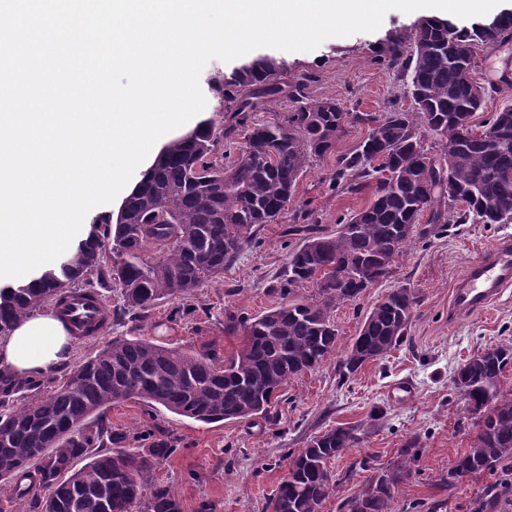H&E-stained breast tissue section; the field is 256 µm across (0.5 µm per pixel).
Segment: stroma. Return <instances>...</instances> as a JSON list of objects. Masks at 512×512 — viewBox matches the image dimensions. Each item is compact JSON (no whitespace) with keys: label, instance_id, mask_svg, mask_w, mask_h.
<instances>
[{"label":"stroma","instance_id":"obj_1","mask_svg":"<svg viewBox=\"0 0 512 512\" xmlns=\"http://www.w3.org/2000/svg\"><path fill=\"white\" fill-rule=\"evenodd\" d=\"M427 15L424 9L408 14L392 10L374 32L332 37L309 52H277L282 78L303 84L309 98L334 99L348 112H377L389 102L412 109L402 82L376 63L371 47L388 33L410 34ZM477 62L484 82L495 87L473 117L478 126L490 112L512 103V43L479 48ZM335 164L330 155L307 169L277 222L257 227L252 246L223 276L194 292L190 314L177 313V301L159 300L143 318L113 321L103 334L75 340L74 360L94 355L115 337L206 348L230 357L242 335L225 330L227 315L248 318L281 301L276 287L289 254L302 243L300 236L289 234V227L307 219L331 234L340 220L369 204L371 188L357 194L330 190L328 177ZM506 236L512 237V223L452 224L446 232L411 243L396 258L387 282L332 311L341 349L317 369L292 378L269 418L203 424L133 399L113 404L106 417L113 428L151 430L171 439L175 451L157 464L154 477L174 491L184 512H197L202 502L210 503L213 512H271L269 503L288 470L290 453L339 424L356 427L361 442L332 461L337 485L321 512H342V503L377 471L392 466L410 443L416 461L400 487L394 512H472L477 495L497 477L472 475L453 489L441 481L474 430L464 417L453 376L469 356L512 340V288L489 311L462 317L450 312L451 292L471 262ZM398 286L411 288L418 298L406 342L355 375L342 377L344 346L357 336L370 308ZM403 381L411 384L412 393L400 398L394 388Z\"/></svg>","mask_w":512,"mask_h":512}]
</instances>
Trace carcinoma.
I'll use <instances>...</instances> for the list:
<instances>
[{
	"mask_svg": "<svg viewBox=\"0 0 512 512\" xmlns=\"http://www.w3.org/2000/svg\"><path fill=\"white\" fill-rule=\"evenodd\" d=\"M511 41L508 9L469 26L434 17L408 36L389 34L374 53L405 81L410 111L346 112L333 99L309 101L303 85L280 81L279 64L266 55L211 78L225 121L206 120L166 145L117 217L96 218L67 259L26 284L0 288V336L86 289L116 286L123 310L134 313L161 299L189 298L237 260L255 227L277 221L311 162L326 155H336L330 188L357 192L371 179L373 201L332 234L309 224L289 228L303 243L291 252L277 288L287 302L248 319L243 343L225 360L210 350L115 338L75 363L49 395L37 381L0 371V491L29 502L30 512H183L176 495L152 479L155 464L173 453L171 441L92 421L129 399L206 424L267 418L288 380L336 351L330 310L388 280L396 257L427 236L416 231L424 210L440 233L449 224L511 223L512 105L483 123L495 128V138L472 136L470 120L483 103L465 79L476 71V49ZM284 99L288 111L278 121H252V112ZM349 122L369 132L355 149L338 154ZM243 128L241 154L226 166L216 147ZM425 131L440 137L439 150L425 147ZM450 143L451 160L443 154ZM302 288L314 289L315 298L296 299ZM416 304L404 286L382 296L345 351L341 373L353 375L400 347ZM511 365V342L462 364L463 413L477 430L443 478L448 487L461 473L512 470V389L499 387ZM22 392L21 405L9 406ZM359 440L354 428L340 425L300 449L270 503L273 512H321L336 485L330 461ZM132 441L145 447L132 452L126 448ZM413 447L348 499L347 512H393Z\"/></svg>",
	"mask_w": 512,
	"mask_h": 512,
	"instance_id": "1",
	"label": "carcinoma"
}]
</instances>
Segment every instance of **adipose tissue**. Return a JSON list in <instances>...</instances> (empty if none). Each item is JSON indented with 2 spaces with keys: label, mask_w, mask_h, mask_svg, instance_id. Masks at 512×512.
Here are the masks:
<instances>
[{
  "label": "adipose tissue",
  "mask_w": 512,
  "mask_h": 512,
  "mask_svg": "<svg viewBox=\"0 0 512 512\" xmlns=\"http://www.w3.org/2000/svg\"><path fill=\"white\" fill-rule=\"evenodd\" d=\"M73 338L61 316L46 312L21 321L0 340V368L23 378H37L72 357Z\"/></svg>",
  "instance_id": "obj_1"
}]
</instances>
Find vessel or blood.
I'll return each mask as SVG.
<instances>
[{
	"label": "vessel or blood",
	"mask_w": 512,
	"mask_h": 512,
	"mask_svg": "<svg viewBox=\"0 0 512 512\" xmlns=\"http://www.w3.org/2000/svg\"><path fill=\"white\" fill-rule=\"evenodd\" d=\"M512 286V238L506 237L468 267L452 292L454 315L473 314L490 307L504 288ZM106 307L101 299L76 297L67 312L75 333L91 325H101Z\"/></svg>",
	"instance_id": "obj_1"
}]
</instances>
